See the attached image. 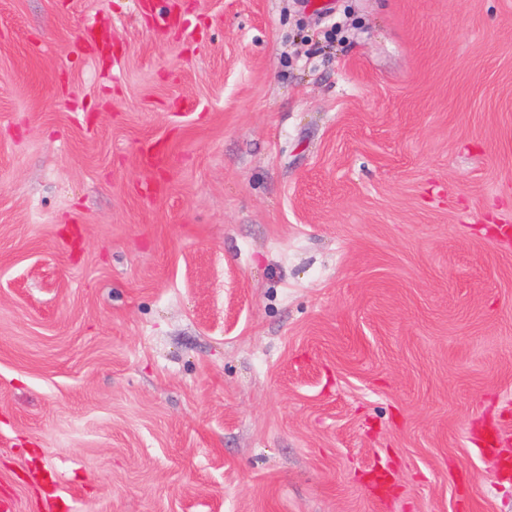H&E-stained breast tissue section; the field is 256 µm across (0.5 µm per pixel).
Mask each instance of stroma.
Masks as SVG:
<instances>
[{
	"label": "stroma",
	"instance_id": "1",
	"mask_svg": "<svg viewBox=\"0 0 512 512\" xmlns=\"http://www.w3.org/2000/svg\"><path fill=\"white\" fill-rule=\"evenodd\" d=\"M507 225L512 0H0V512H512Z\"/></svg>",
	"mask_w": 512,
	"mask_h": 512
}]
</instances>
